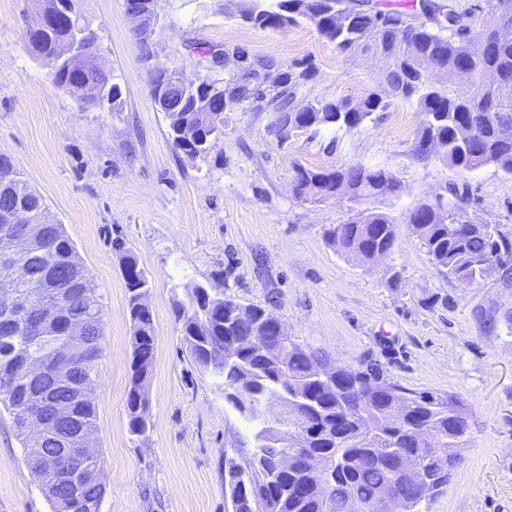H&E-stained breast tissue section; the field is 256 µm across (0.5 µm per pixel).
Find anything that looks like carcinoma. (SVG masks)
I'll return each instance as SVG.
<instances>
[{"label": "carcinoma", "instance_id": "carcinoma-1", "mask_svg": "<svg viewBox=\"0 0 512 512\" xmlns=\"http://www.w3.org/2000/svg\"><path fill=\"white\" fill-rule=\"evenodd\" d=\"M241 16L259 29L286 30L298 20L311 22L317 32L341 52L375 54L385 60L384 86L353 99L317 101L299 107L294 103L297 87L311 77V70H296L271 58L251 57L235 52L237 70L224 81V102L234 109L245 103H266L276 115H288L295 132L322 127L353 129L373 114L386 111L394 100H413L424 115L423 135L417 146L422 155L441 146V157L451 167L474 170L492 165L512 175V138H502L512 126V0H486V12L476 23L469 12L457 9L453 0H413L408 10L384 9L372 0H245ZM70 35L58 23L24 34L31 54L47 69L55 84L66 86L85 82H111L107 67L85 70L78 66L58 67L55 50ZM196 95L183 100L181 111L165 113L169 135L175 147L182 127L193 130L200 140L211 138L216 147L222 134L212 133L202 113L194 111ZM299 196L323 200L343 192L354 200L391 195L400 183L381 169L361 165L342 170L315 171L300 168L295 177ZM9 188L19 199L35 207L36 222L44 228L43 257L63 284H78L50 294L45 304L37 303L19 319L21 330L5 324L0 309V384L20 386L25 377L28 355L43 360L53 371L55 352L62 340L61 326L47 325L44 310L57 307L71 313L94 311L89 341L94 360L82 358L74 368L76 382L96 379L98 360L103 353V304L92 275L79 258L63 225L44 221L43 197L31 188L14 168L10 157L0 154V207L12 202L2 194ZM468 195L451 189V197L439 196L433 203H421L411 210L406 223L433 263L446 276L470 283L483 280L512 264V236L496 224L484 225L483 235L473 234L467 212ZM397 224L390 216L361 211L330 232V239L343 251L364 260L391 249ZM123 277L128 292L132 326V376L127 392L128 427L132 435L144 437L149 429V399L144 388L147 372L140 361L153 360L155 331L148 305L140 301L147 293L149 279L131 254L123 257ZM208 293L220 305L202 320L179 304L176 315L190 355L202 369L224 378V390L240 386L250 395L237 411L249 422L262 421V406L272 397L301 417L303 442L307 449L264 445L262 456H252L246 465L232 463L226 469L229 493L239 490L261 501L264 512H357L369 507L384 494L403 498L411 512H423L424 503L448 486L452 471L461 460L448 457L440 448H459L470 424L459 398L439 392H416L398 384L376 382L378 369L356 372L338 369L326 380L317 373L319 355L272 327H264L265 309L253 306L246 319H235L234 299L215 289ZM236 347L239 361H224V347ZM0 404L11 414L19 435H24L19 413L42 410L43 398L26 402L0 388ZM72 417L80 434L67 455L50 438H26V447L35 448L27 456L31 471L41 480L55 512L68 509L60 479L83 480L101 468L96 439L94 403L79 402ZM431 430L435 444L419 440L411 430L414 423ZM309 451L330 464L328 486L321 489V474L304 466L272 475V460L281 451ZM428 461L429 484L416 483L401 470L402 461ZM106 488L95 481L85 484L83 506L73 512H100Z\"/></svg>", "mask_w": 512, "mask_h": 512}]
</instances>
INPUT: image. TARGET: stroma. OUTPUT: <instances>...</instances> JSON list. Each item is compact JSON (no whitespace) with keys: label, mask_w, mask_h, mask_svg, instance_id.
<instances>
[{"label":"stroma","mask_w":512,"mask_h":512,"mask_svg":"<svg viewBox=\"0 0 512 512\" xmlns=\"http://www.w3.org/2000/svg\"><path fill=\"white\" fill-rule=\"evenodd\" d=\"M243 0H157L160 25L145 60L124 0H80L106 66L122 88L110 110L82 107L28 51L23 34L37 0H0V153L45 199L103 297V356L93 396L107 492L101 512H233L226 459L253 452L251 423L224 398L222 378L200 368L182 340L175 306L194 286L261 305L295 342L332 366L374 365L414 391L458 395L469 413L463 459L427 512H512V276L463 284L444 277L404 224L416 205L450 186L467 189L472 220L512 234V175L486 166L449 168L417 151L421 114L399 100L375 121L280 140L270 106L229 113L205 157L176 149L155 107L149 68L224 81L242 48L312 66L296 102L359 98L377 89L382 63L344 54L307 22L257 29ZM362 165L399 180V196L323 202L298 198V168ZM369 209L400 224L384 257L365 262L327 238ZM148 275L156 336L146 380L149 431L128 430L131 322L123 251ZM0 512H53L0 408Z\"/></svg>","instance_id":"obj_1"}]
</instances>
